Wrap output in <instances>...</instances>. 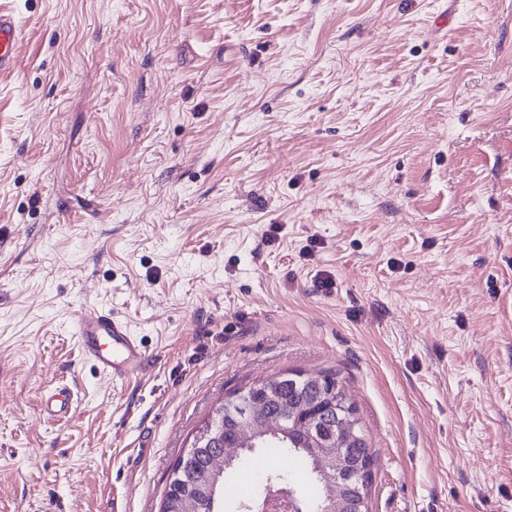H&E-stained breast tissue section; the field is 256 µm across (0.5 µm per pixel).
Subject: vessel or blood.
<instances>
[{
    "label": "vessel or blood",
    "instance_id": "1",
    "mask_svg": "<svg viewBox=\"0 0 512 512\" xmlns=\"http://www.w3.org/2000/svg\"><path fill=\"white\" fill-rule=\"evenodd\" d=\"M22 31L10 12L0 9V75L12 73ZM75 332L84 360L115 382L148 372L153 359L128 326L109 313L88 311L78 316Z\"/></svg>",
    "mask_w": 512,
    "mask_h": 512
}]
</instances>
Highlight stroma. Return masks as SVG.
<instances>
[{"label": "stroma", "instance_id": "1", "mask_svg": "<svg viewBox=\"0 0 512 512\" xmlns=\"http://www.w3.org/2000/svg\"><path fill=\"white\" fill-rule=\"evenodd\" d=\"M7 8L0 512H158L196 427L289 370L343 385L369 512H512V0ZM89 310L152 369L83 360ZM273 469L304 486L267 457L226 507ZM21 42L22 30L16 25L11 13L0 7V75L14 71Z\"/></svg>", "mask_w": 512, "mask_h": 512}]
</instances>
